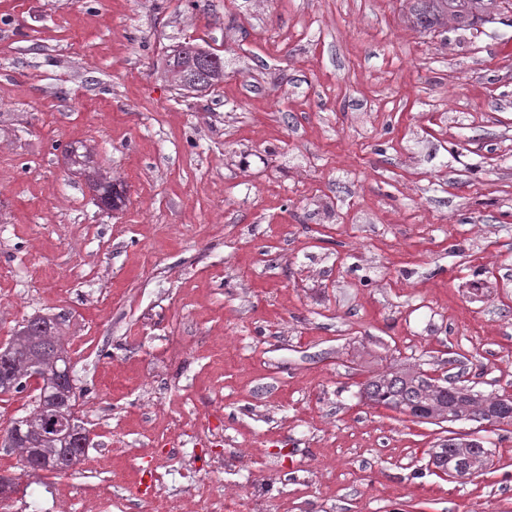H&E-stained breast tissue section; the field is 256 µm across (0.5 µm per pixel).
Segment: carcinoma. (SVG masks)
<instances>
[{
	"label": "carcinoma",
	"instance_id": "1",
	"mask_svg": "<svg viewBox=\"0 0 512 512\" xmlns=\"http://www.w3.org/2000/svg\"><path fill=\"white\" fill-rule=\"evenodd\" d=\"M502 4L512 7V0H414L410 9L413 24L423 30L435 27L457 28L475 26L484 21L490 9ZM168 72L180 85H190L196 76L194 63L187 57L174 55L169 59ZM101 197L117 207L124 197L117 184L110 180L97 182ZM67 351L62 345L59 322L54 317L42 319V324L21 326L0 349V367L15 382L14 391L22 390L35 373L52 375L63 362ZM366 399L425 420L448 422L475 421L512 426V398L488 396L467 386L444 385L422 371L409 368L378 374L363 388ZM76 387L45 398L37 397L32 410L13 420L21 435L11 440L24 464L36 457L43 470L58 471L81 463L87 449L72 441L52 436L46 425L63 404L74 406ZM431 463L443 473L466 479L492 464L491 451L478 438L450 437L442 441L431 455Z\"/></svg>",
	"mask_w": 512,
	"mask_h": 512
}]
</instances>
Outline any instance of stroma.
Masks as SVG:
<instances>
[{
  "label": "stroma",
  "mask_w": 512,
  "mask_h": 512,
  "mask_svg": "<svg viewBox=\"0 0 512 512\" xmlns=\"http://www.w3.org/2000/svg\"><path fill=\"white\" fill-rule=\"evenodd\" d=\"M411 4L0 0V347L57 316L92 433L64 473L0 446L20 512H151L129 492L192 473L273 512H512V428L361 394L404 366L512 396V10L425 31ZM185 44L215 90L166 76ZM454 433L492 465H429Z\"/></svg>",
  "instance_id": "stroma-1"
}]
</instances>
